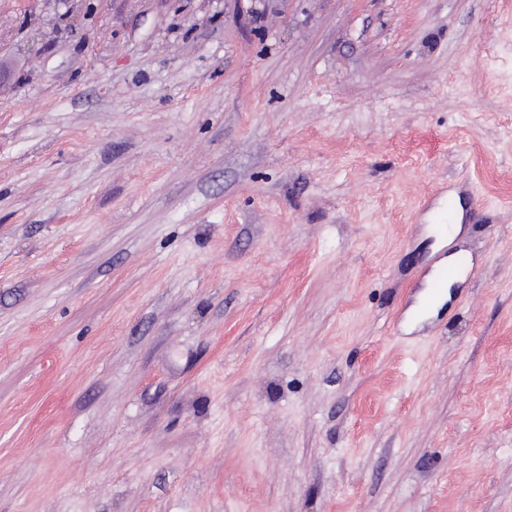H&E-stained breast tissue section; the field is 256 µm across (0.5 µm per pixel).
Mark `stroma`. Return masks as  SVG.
Returning a JSON list of instances; mask_svg holds the SVG:
<instances>
[{
  "instance_id": "1",
  "label": "stroma",
  "mask_w": 512,
  "mask_h": 512,
  "mask_svg": "<svg viewBox=\"0 0 512 512\" xmlns=\"http://www.w3.org/2000/svg\"><path fill=\"white\" fill-rule=\"evenodd\" d=\"M0 512H512V0H0Z\"/></svg>"
}]
</instances>
